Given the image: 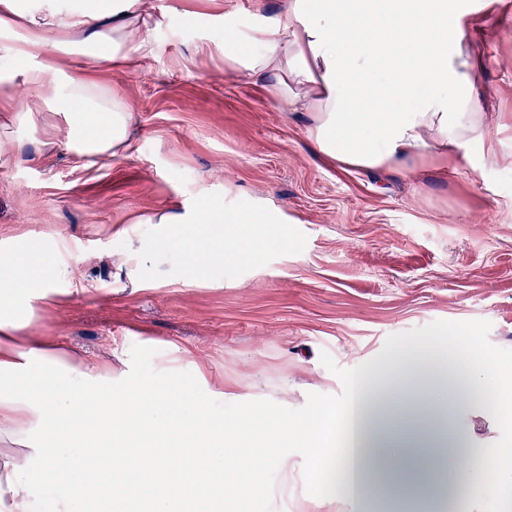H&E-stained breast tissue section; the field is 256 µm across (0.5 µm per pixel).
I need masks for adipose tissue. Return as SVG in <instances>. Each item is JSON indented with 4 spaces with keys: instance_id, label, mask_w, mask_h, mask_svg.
<instances>
[{
    "instance_id": "adipose-tissue-1",
    "label": "adipose tissue",
    "mask_w": 512,
    "mask_h": 512,
    "mask_svg": "<svg viewBox=\"0 0 512 512\" xmlns=\"http://www.w3.org/2000/svg\"><path fill=\"white\" fill-rule=\"evenodd\" d=\"M156 24L148 0H84L41 19L18 0H0L1 30L33 32L26 49L0 50L24 58V83L48 88L78 154L113 156L132 147L129 107L94 82L37 62L38 33L83 31L80 47L66 41L63 50L139 68L153 55ZM469 24L451 0H280L249 36L226 30L216 50L226 71L261 84L287 111L313 118L318 155L402 172L415 157H467L470 144L487 134L474 80L481 60L469 52ZM148 221L176 225L171 242L179 249L215 234L229 218L216 205ZM75 265L72 258L47 260L26 242L0 251V270L9 273L0 279V439L24 449L0 462V512H37V486L78 488L77 497L58 500L57 512H93L102 497L112 512H122L123 502L145 489L154 492L149 512H170L171 495L189 483L223 501L235 479L233 463L248 450L224 443V423L196 399L194 380L172 371L157 385L126 371L116 381L111 362H88L24 336L34 300L71 285ZM459 388L455 366L434 343L406 344L357 372L339 412L351 440L340 463L344 497L356 504L378 499L392 512H413L419 498L444 499L448 512H462L461 475L441 460L467 450L446 422L427 416L438 397ZM337 413L322 406L315 424L282 429L284 437L307 443L320 477L330 463L320 423ZM409 467L434 469L436 479L406 494L394 476Z\"/></svg>"
}]
</instances>
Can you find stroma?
I'll return each instance as SVG.
<instances>
[{"label": "stroma", "mask_w": 512, "mask_h": 512, "mask_svg": "<svg viewBox=\"0 0 512 512\" xmlns=\"http://www.w3.org/2000/svg\"><path fill=\"white\" fill-rule=\"evenodd\" d=\"M160 25L141 69L87 67L53 41L41 61L95 79L134 114L133 154L94 161L69 147L63 113L46 90L14 79L0 108V249L28 241L48 259L85 256L59 306H38L26 333L136 367L161 381L179 373L223 384L228 403L269 399L289 408L308 394L340 395L344 369L375 357L386 338L437 320L489 321L492 344L512 349V0L471 11L475 76L488 114V143L448 166L417 157L406 173L362 169L318 156L308 116L283 111L252 82L224 70L213 46L226 24L247 34L277 0H151ZM493 147L498 161L483 165ZM223 205L258 216L264 247L190 279L148 215ZM141 262L122 263L129 252ZM447 416L468 447L512 448V411L493 417L458 396ZM470 512H504L492 472L458 461ZM273 512H353L343 496L307 493L303 458L289 454L275 478Z\"/></svg>", "instance_id": "35a3bbf8"}]
</instances>
